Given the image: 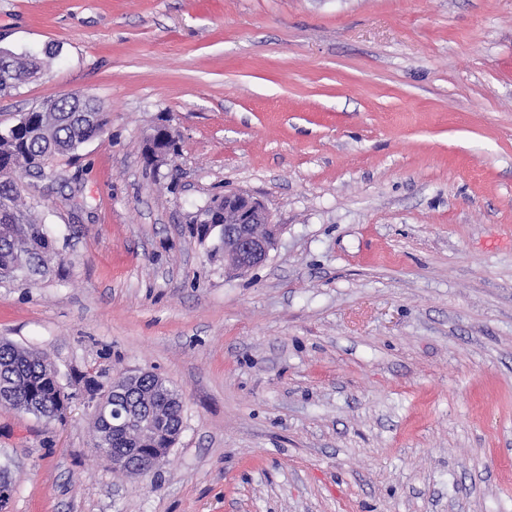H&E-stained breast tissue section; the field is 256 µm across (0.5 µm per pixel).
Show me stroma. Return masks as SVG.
<instances>
[{
  "label": "stroma",
  "mask_w": 512,
  "mask_h": 512,
  "mask_svg": "<svg viewBox=\"0 0 512 512\" xmlns=\"http://www.w3.org/2000/svg\"><path fill=\"white\" fill-rule=\"evenodd\" d=\"M0 47L45 60L1 126L109 112L41 194L51 274L0 281L75 395L0 407V512H512V0H0ZM229 191L279 226L243 277L191 226ZM144 370L184 411L140 480L74 378Z\"/></svg>",
  "instance_id": "obj_1"
}]
</instances>
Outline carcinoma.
<instances>
[{"label": "carcinoma", "mask_w": 512, "mask_h": 512, "mask_svg": "<svg viewBox=\"0 0 512 512\" xmlns=\"http://www.w3.org/2000/svg\"><path fill=\"white\" fill-rule=\"evenodd\" d=\"M10 59V68L0 67V93L36 77L41 72L37 59L23 60L0 48V62ZM101 106L93 97L75 98L71 93L47 101L41 111L7 128H0V278H28L43 274L54 254V241L39 216V201H22V179L33 171L48 172L62 161L70 162L90 139L105 132L106 112H83ZM132 402L152 409L155 423L140 435L114 434L96 420L94 447L112 470L115 452L122 448H152L162 455L174 446V426L183 421L180 393L165 381L125 384ZM0 406L31 413L47 422H62L67 407L60 398L57 381L49 377L46 361L32 351L0 340Z\"/></svg>", "instance_id": "1"}]
</instances>
